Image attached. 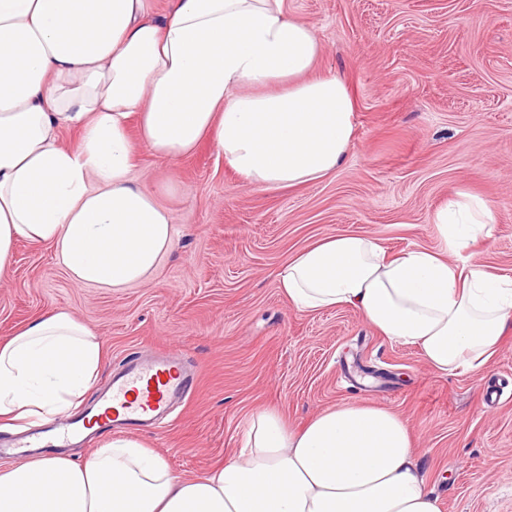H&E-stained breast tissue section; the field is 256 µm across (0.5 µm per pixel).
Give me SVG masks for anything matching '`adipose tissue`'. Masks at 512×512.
<instances>
[{
    "label": "adipose tissue",
    "mask_w": 512,
    "mask_h": 512,
    "mask_svg": "<svg viewBox=\"0 0 512 512\" xmlns=\"http://www.w3.org/2000/svg\"><path fill=\"white\" fill-rule=\"evenodd\" d=\"M316 29L286 0H0V280L19 240L51 245L76 286L148 280L175 244L168 182L135 181L138 148L172 163L210 140L255 189L335 173L353 142L347 83L321 74ZM66 128L80 132L61 145ZM446 248L388 254L355 233L277 272L301 313L352 307L445 373L480 369L512 327V278L448 261L491 234L492 204L463 194L430 217ZM104 360L65 311L0 340V422L25 432L78 408ZM0 512H441L413 435L386 407L341 403L288 426L254 415L243 451L197 478L139 440L82 460L36 454L0 469Z\"/></svg>",
    "instance_id": "ef3b65f1"
}]
</instances>
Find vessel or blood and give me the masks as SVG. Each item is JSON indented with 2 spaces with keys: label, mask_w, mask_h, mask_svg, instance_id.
Segmentation results:
<instances>
[{
  "label": "vessel or blood",
  "mask_w": 512,
  "mask_h": 512,
  "mask_svg": "<svg viewBox=\"0 0 512 512\" xmlns=\"http://www.w3.org/2000/svg\"><path fill=\"white\" fill-rule=\"evenodd\" d=\"M193 389V377L178 353L167 350L147 358L126 360L112 372L107 391L100 403L111 406L112 416H101L96 406H89L79 415L55 427L48 437H23L22 448H61L77 440L90 444L93 439L87 428L96 424L101 431H125L154 427L179 400Z\"/></svg>",
  "instance_id": "vessel-or-blood-1"
}]
</instances>
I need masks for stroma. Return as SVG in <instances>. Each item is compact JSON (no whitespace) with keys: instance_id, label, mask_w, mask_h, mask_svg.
<instances>
[{"instance_id":"stroma-1","label":"stroma","mask_w":512,"mask_h":512,"mask_svg":"<svg viewBox=\"0 0 512 512\" xmlns=\"http://www.w3.org/2000/svg\"><path fill=\"white\" fill-rule=\"evenodd\" d=\"M323 47L318 70L356 102L342 167L292 190L244 187L210 142L171 164L140 152L136 181H170L175 250L153 278L78 287L46 245L19 241L0 284V339L56 309L100 336L94 391L130 354L181 352L191 397L137 437L172 469L200 476L239 455L251 417L297 427L326 407L364 402L410 425L442 512H512V332L482 371L429 368L352 308L300 313L278 268L326 236L358 232L389 253L438 249L432 212L464 190L490 201L491 237L449 253L512 277V0H286ZM502 390L499 402L485 391Z\"/></svg>"}]
</instances>
